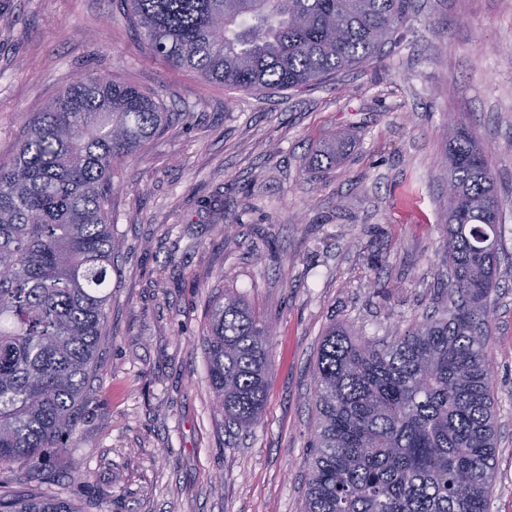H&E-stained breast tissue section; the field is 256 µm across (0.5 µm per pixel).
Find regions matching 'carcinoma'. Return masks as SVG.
<instances>
[{"mask_svg": "<svg viewBox=\"0 0 512 512\" xmlns=\"http://www.w3.org/2000/svg\"><path fill=\"white\" fill-rule=\"evenodd\" d=\"M150 54L229 90L305 89L379 60L412 0H124ZM169 113L151 92L86 74L0 163V467L55 477L107 322L115 168ZM341 138L316 165L335 163ZM448 306L399 336L328 327L314 367L303 512H488L496 415L483 316L497 287L502 213L479 137L449 141ZM272 324L217 297L202 346L226 426L248 433L268 391ZM0 512H76L0 495Z\"/></svg>", "mask_w": 512, "mask_h": 512, "instance_id": "1", "label": "carcinoma"}]
</instances>
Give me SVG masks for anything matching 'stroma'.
Instances as JSON below:
<instances>
[{
    "label": "stroma",
    "instance_id": "obj_1",
    "mask_svg": "<svg viewBox=\"0 0 512 512\" xmlns=\"http://www.w3.org/2000/svg\"><path fill=\"white\" fill-rule=\"evenodd\" d=\"M86 73L156 93L176 117L119 167L106 335L70 459L40 495L79 512H301L326 327L383 337L442 313L445 154L463 127L479 134L505 224L485 334L490 512H512V0H412L380 60L261 94L152 59L121 0H0V162ZM338 132L341 163L315 168ZM227 289L274 324L266 405L239 435L202 346Z\"/></svg>",
    "mask_w": 512,
    "mask_h": 512
}]
</instances>
